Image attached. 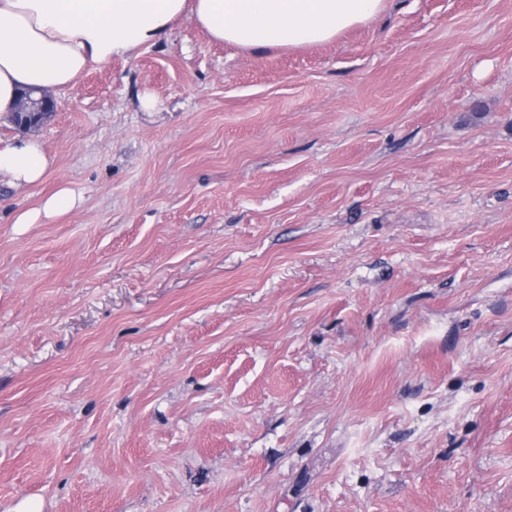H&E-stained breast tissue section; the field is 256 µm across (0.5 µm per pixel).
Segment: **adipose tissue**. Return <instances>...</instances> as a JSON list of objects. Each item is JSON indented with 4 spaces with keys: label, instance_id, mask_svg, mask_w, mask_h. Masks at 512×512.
I'll return each instance as SVG.
<instances>
[{
    "label": "adipose tissue",
    "instance_id": "obj_1",
    "mask_svg": "<svg viewBox=\"0 0 512 512\" xmlns=\"http://www.w3.org/2000/svg\"><path fill=\"white\" fill-rule=\"evenodd\" d=\"M385 0H0V117L22 90L73 88L87 69L166 39L187 16L218 42L260 52L328 43L378 16ZM52 164L39 139L0 140V177L16 189Z\"/></svg>",
    "mask_w": 512,
    "mask_h": 512
}]
</instances>
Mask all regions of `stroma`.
<instances>
[{
  "instance_id": "stroma-1",
  "label": "stroma",
  "mask_w": 512,
  "mask_h": 512,
  "mask_svg": "<svg viewBox=\"0 0 512 512\" xmlns=\"http://www.w3.org/2000/svg\"><path fill=\"white\" fill-rule=\"evenodd\" d=\"M54 100L0 184V512H512V0L184 17ZM51 164V158L37 138L0 140V177L15 189L41 181ZM80 201L81 197L75 190L65 187L49 197L42 209L46 216H52L74 209Z\"/></svg>"
}]
</instances>
